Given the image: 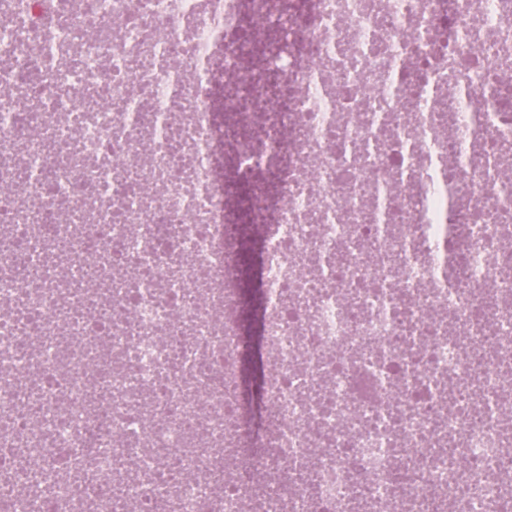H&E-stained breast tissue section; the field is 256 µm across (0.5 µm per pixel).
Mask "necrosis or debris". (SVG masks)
Wrapping results in <instances>:
<instances>
[{
    "mask_svg": "<svg viewBox=\"0 0 512 512\" xmlns=\"http://www.w3.org/2000/svg\"><path fill=\"white\" fill-rule=\"evenodd\" d=\"M0 86V512H512V0H0Z\"/></svg>",
    "mask_w": 512,
    "mask_h": 512,
    "instance_id": "obj_1",
    "label": "necrosis or debris"
}]
</instances>
